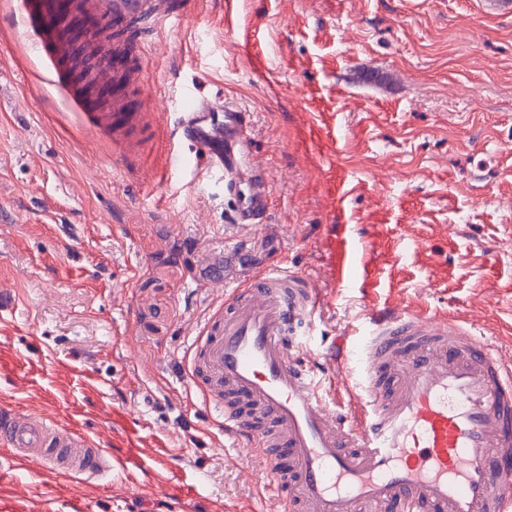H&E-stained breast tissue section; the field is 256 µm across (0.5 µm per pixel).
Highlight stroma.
<instances>
[{
	"label": "stroma",
	"instance_id": "1",
	"mask_svg": "<svg viewBox=\"0 0 512 512\" xmlns=\"http://www.w3.org/2000/svg\"><path fill=\"white\" fill-rule=\"evenodd\" d=\"M0 0V357L37 361L35 383L0 374V403L79 420L112 447V409L141 425L139 468L60 494L59 512H280L265 472L232 446L182 369L219 306L200 267L224 255L237 284L281 261L322 288L314 344L372 308L458 316L512 355V15L489 0H195L144 49L151 99L66 88ZM252 114L270 187L243 257L236 197L171 172L185 85ZM89 111L121 98L147 132L114 138ZM351 259L344 283L332 256ZM185 484L193 498H179Z\"/></svg>",
	"mask_w": 512,
	"mask_h": 512
}]
</instances>
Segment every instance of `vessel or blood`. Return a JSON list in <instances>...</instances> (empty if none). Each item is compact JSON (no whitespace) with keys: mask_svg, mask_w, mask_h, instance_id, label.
I'll return each instance as SVG.
<instances>
[{"mask_svg":"<svg viewBox=\"0 0 512 512\" xmlns=\"http://www.w3.org/2000/svg\"><path fill=\"white\" fill-rule=\"evenodd\" d=\"M193 0H21L28 41L62 83L61 59L71 47L51 28L61 13L80 15L93 39L110 44L124 34L143 50L144 30L178 24ZM91 81L106 88L113 71L86 54ZM173 136L179 150L168 165L203 163L236 193L241 172L252 188L238 201L233 221L259 223L269 187L254 164L251 115L240 105L195 89L183 93ZM136 115L113 103L100 116L115 133ZM205 280L224 299L194 336L184 374L203 403L224 421L225 437L247 446L267 474L282 512H512V358L473 322L421 310L367 314V329L348 367L346 337L336 350L311 346L308 336L324 294L302 272L279 264L227 287L219 263ZM122 432L124 452L109 449L71 420L22 406L0 407V446L13 461L42 466L52 482L41 512H56L64 482L93 481L139 454L135 423L109 417Z\"/></svg>","mask_w":512,"mask_h":512,"instance_id":"1","label":"vessel or blood"}]
</instances>
